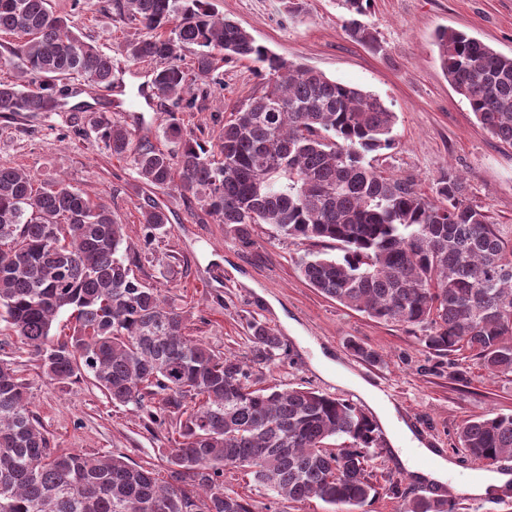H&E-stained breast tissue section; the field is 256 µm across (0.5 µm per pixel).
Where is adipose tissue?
<instances>
[{
    "label": "adipose tissue",
    "instance_id": "ef3b65f1",
    "mask_svg": "<svg viewBox=\"0 0 512 512\" xmlns=\"http://www.w3.org/2000/svg\"><path fill=\"white\" fill-rule=\"evenodd\" d=\"M359 390L381 422L392 431L394 452L402 467L418 481L429 484L452 483L459 494L482 496L492 487L503 486L512 477L505 473L489 472L477 483L454 478L455 466L434 449L415 439L409 428L399 420L395 405L367 383H359Z\"/></svg>",
    "mask_w": 512,
    "mask_h": 512
}]
</instances>
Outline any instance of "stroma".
Segmentation results:
<instances>
[{
  "mask_svg": "<svg viewBox=\"0 0 512 512\" xmlns=\"http://www.w3.org/2000/svg\"><path fill=\"white\" fill-rule=\"evenodd\" d=\"M109 2L81 0L76 7L72 0H50V5L55 13H74L86 40L117 61L111 98L102 99L98 89L80 80L59 111L0 113V164L45 183L66 179L92 200L105 202L125 226L133 275L186 312L189 336L215 351L242 356L248 351L249 322L272 328L282 347L255 376L256 386L303 385L367 408L337 369L315 366L316 351H323L337 368L388 396L421 437L470 474L476 462L460 448L456 431L479 416L512 413V375L489 373L466 350L436 356L422 346L418 331L375 321L311 288L296 261L317 250V243L285 239L271 226L256 224L252 245H242L175 189L146 185L131 158L112 156L94 131L104 118L130 129L133 146L148 142L170 151L174 145L164 134L171 101L138 93L151 63L124 59L125 44L146 31L124 25ZM211 3L217 14L238 21L280 57L369 91L395 112L397 144L372 160L383 175L412 180L431 198L438 179L455 172L465 181L467 202L512 230V146L481 128L449 85L434 44L436 31L448 27L512 55V0H371L364 22L381 46L377 52L347 36L339 0ZM262 83L257 63H219L213 81L186 92L194 101L184 115L187 129L216 141L236 107ZM151 199L165 209L169 222L147 247L140 208ZM355 343L377 350L382 362L361 360L351 349ZM0 359L15 362L30 382V408L52 447L123 455L139 464L158 462L163 449L172 447L174 423L148 424L132 406L112 404L89 376L45 382L37 358L22 350L2 322ZM378 434V446L369 451L377 494L362 512H403L406 503L438 494L455 499L458 512H512V495L459 497L452 488L412 480L396 462L390 432L382 428Z\"/></svg>",
  "mask_w": 512,
  "mask_h": 512,
  "instance_id": "1",
  "label": "stroma"
}]
</instances>
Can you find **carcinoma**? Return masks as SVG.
<instances>
[{"label":"carcinoma","mask_w":512,"mask_h":512,"mask_svg":"<svg viewBox=\"0 0 512 512\" xmlns=\"http://www.w3.org/2000/svg\"><path fill=\"white\" fill-rule=\"evenodd\" d=\"M343 27L380 48L362 22L371 0H340ZM126 24L150 35L126 45L131 62L150 61L158 97L173 100L165 133L178 149L142 146L135 168L149 186L173 187L248 246L254 224L285 238L335 244L308 252L309 285L379 322L423 332L439 354L467 350L492 374H512V236L466 201L450 171L431 200L414 182L386 177L368 156L395 145L396 113L375 95L295 65L257 43L210 0H115ZM21 59L0 78V112H55L68 82L110 86L112 56L86 42L48 0H0V34ZM440 66L481 127L512 146V56L468 34L440 29ZM224 62L249 59L265 72L210 146L185 133L182 94L214 78ZM190 65H185V59ZM96 130L112 155L130 151L126 126ZM145 243L168 223L141 212ZM123 225L102 202L64 181L40 183L0 165V318L39 363L45 379L89 374L115 404H132L152 424L179 417L178 440L162 452L166 477L124 456L89 457L50 447L29 407L30 383L0 360V512H259L224 487L240 470L277 501L317 498L362 506L376 495L367 469L376 425L356 404L304 387L255 388L256 371L281 346L260 322L249 353L221 354L186 334L187 315L139 283L120 255ZM72 311V334H52ZM158 400L159 409L150 402ZM475 460L512 456V414H487L457 432ZM345 445L334 452L329 440ZM406 512H458L447 498Z\"/></svg>","instance_id":"obj_1"}]
</instances>
